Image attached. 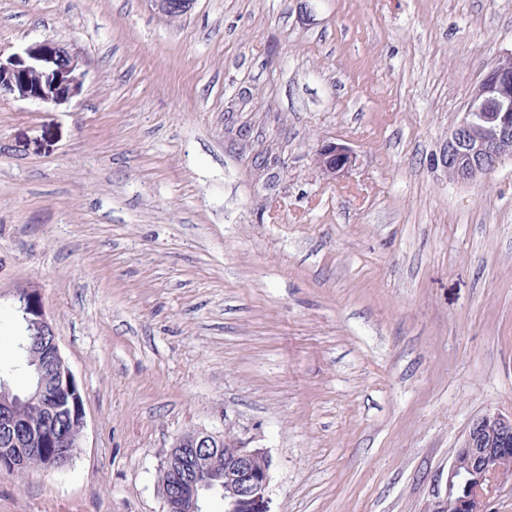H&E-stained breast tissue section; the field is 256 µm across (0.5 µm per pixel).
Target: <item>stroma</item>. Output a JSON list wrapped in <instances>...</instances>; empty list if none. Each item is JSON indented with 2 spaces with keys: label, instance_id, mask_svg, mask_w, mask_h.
I'll list each match as a JSON object with an SVG mask.
<instances>
[{
  "label": "stroma",
  "instance_id": "stroma-1",
  "mask_svg": "<svg viewBox=\"0 0 512 512\" xmlns=\"http://www.w3.org/2000/svg\"><path fill=\"white\" fill-rule=\"evenodd\" d=\"M310 5L0 0V58L86 72L0 98V364L35 289L85 410L68 469L0 471V512H164L194 429L267 450L271 512H435L471 423L512 414V158L448 178L512 0ZM154 11L167 18L186 15L193 7L195 0H149ZM29 57L31 62L21 68L2 66L0 62V97L12 95L29 99L50 109L53 104L79 94L85 72L65 46L55 45L43 52H32ZM42 63L51 64V69L45 70ZM315 161L327 179L336 180L344 177L355 167L357 156L346 144L322 141L316 150Z\"/></svg>",
  "mask_w": 512,
  "mask_h": 512
}]
</instances>
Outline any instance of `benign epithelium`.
<instances>
[{
	"label": "benign epithelium",
	"mask_w": 512,
	"mask_h": 512,
	"mask_svg": "<svg viewBox=\"0 0 512 512\" xmlns=\"http://www.w3.org/2000/svg\"><path fill=\"white\" fill-rule=\"evenodd\" d=\"M154 11L167 18L186 15L195 0H150ZM31 62L20 68L0 65V97L12 95L37 102L45 109L79 94L85 72L63 45L29 54ZM496 89L498 110L486 111L488 87ZM506 157H512V69H491L472 91L464 112L448 134V171L457 183H473L489 174ZM316 165L328 179L336 180L356 166L357 156L346 144L323 141L315 154ZM20 311L28 327L52 337L43 357L54 379L39 376L34 391L13 399L0 397V461L15 467L38 451L47 440L61 448L79 447L55 432L46 420L32 422L17 415L19 406L39 408L51 417L72 395L79 427H84V407L78 398L74 374L62 356L59 342L42 308L30 312L32 291L18 290ZM224 459L223 483L213 488L212 473ZM174 474L173 489L163 492L165 512H207L212 494L224 499V512H270L268 488L271 459L264 448H246L227 432L196 429L178 436L161 468ZM512 475V415L488 412L475 420L448 467V497L440 512H486V491L492 482Z\"/></svg>",
	"instance_id": "benign-epithelium-1"
}]
</instances>
